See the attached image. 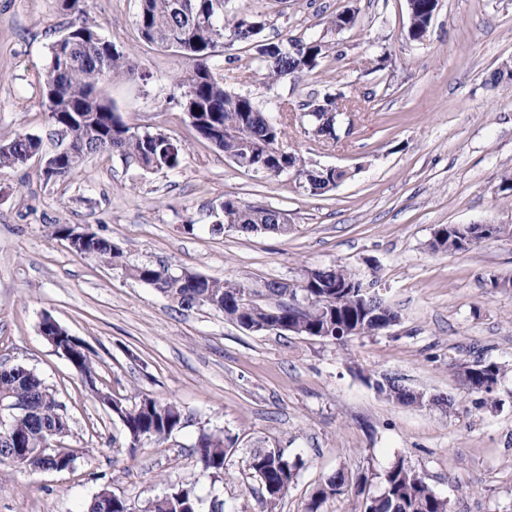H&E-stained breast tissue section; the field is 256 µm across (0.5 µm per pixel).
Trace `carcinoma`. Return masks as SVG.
<instances>
[{"instance_id": "cac0c4a2", "label": "carcinoma", "mask_w": 512, "mask_h": 512, "mask_svg": "<svg viewBox=\"0 0 512 512\" xmlns=\"http://www.w3.org/2000/svg\"><path fill=\"white\" fill-rule=\"evenodd\" d=\"M61 10L73 16L65 33L50 46L49 62L40 75L42 97L47 107L49 125L68 143L72 152L60 157L58 170L44 174L46 181L65 180L74 175L86 157L116 152L125 162L143 170L155 169L164 152L162 133L141 131L114 111L99 96L100 83L133 74L125 52L103 38L98 25L85 10L84 0H60ZM422 10L416 13V26H429L437 3L418 0ZM229 0H140L137 25L141 37L160 47H179L192 62V68L176 81L179 90H190L193 113L191 124L202 138L224 152L234 162L243 161L268 170L267 176L291 175L299 187L314 196L335 189L345 173L334 170L313 171V167L296 152L280 147L283 126L274 125L254 100L224 84V75L210 64L213 49L224 42V26H229L234 40L249 44L253 61L270 82L295 78L320 66L329 46L322 41L316 46L299 37L289 36L282 42H294L296 51L273 50L270 40L263 38L267 19L261 15L233 14ZM347 100L345 93L327 92L307 103L301 111L318 106L320 112H334L337 103ZM43 139L35 134H16L0 139V173L22 166L23 159L34 149H41ZM224 221L212 225L220 233L229 226L243 234L291 232L288 216L262 205L227 198L221 206ZM464 234L455 224L444 227L431 247L448 252L468 249ZM76 253L86 258L121 268L135 281L150 285L179 308L207 307L224 315L239 328L269 325L285 332L288 325L303 327L301 335L320 337L325 332L331 340H346L345 329H357L359 336H371L383 330V322L395 320L398 313L385 301L370 303L360 289L350 268L337 265L307 269L294 291L307 293L311 305L298 308L288 303L285 282L268 283L269 301L246 297L250 286L239 281H220L184 269L172 272L165 264H135L123 261V252L112 240L93 231L80 241ZM71 367L96 383L97 395L112 397V416L121 425L125 445L135 449L146 441L157 445L185 423L183 409L174 401L162 400L142 389L127 397L97 386L98 362L90 349L75 352ZM502 367L493 361H477L470 377L471 390L482 392L491 379H501ZM0 401L16 404L8 414V422L0 424V466L14 463L16 448L26 451L19 465L33 471L48 469L54 460L45 455L69 431L68 420L57 392L31 369L21 365H0ZM233 445L224 431H204L194 451L202 468L214 479L224 475L228 451ZM303 460L290 456L281 448H257L244 460V467L261 486L266 512H278L281 500L296 479ZM349 479L338 471L326 478L310 495L303 512H320L325 501L345 493ZM361 496L352 512H449L448 500L441 498L424 479L399 459L392 463L382 478V491L374 496ZM201 498L194 487L181 486L178 495L150 500L143 512H201ZM86 512H131L129 504L107 490L99 492Z\"/></svg>"}]
</instances>
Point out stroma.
Instances as JSON below:
<instances>
[{
	"label": "stroma",
	"instance_id": "stroma-1",
	"mask_svg": "<svg viewBox=\"0 0 512 512\" xmlns=\"http://www.w3.org/2000/svg\"><path fill=\"white\" fill-rule=\"evenodd\" d=\"M233 4L264 15L267 37L329 44L312 72L274 83L257 75L234 89L274 123L327 92L356 100L353 124L336 140L313 139L297 123L282 139L309 165L353 175L312 196L289 178L239 167L184 114L175 79L189 63L140 38L139 0H87L100 34L134 70L100 85L101 97L126 122L170 136L181 163L147 172L114 153L86 158L65 181H44L37 159L0 174V362L32 369L57 391L70 423L61 444L75 457L64 472L1 469L0 512H84L103 489L140 510L182 484L204 502L223 501L224 512H263L259 484L243 471L260 446L305 462L282 512H301L339 469L379 492L401 458L451 512H512V197L500 189L512 171V0H439L421 42L408 37L406 0ZM347 8L355 24L334 30L331 18ZM68 22L59 0H0V137L36 134L45 153L55 150L38 79ZM495 72L501 78L489 84ZM227 198L283 210L292 233H211ZM48 224L89 226L131 264L223 281L294 283L305 269L344 265L374 283L399 321L342 342L249 333L208 308H174L121 269L49 239ZM443 224L505 233L448 254L430 247ZM46 313L86 342L105 386L175 401L185 426L160 446L113 447L121 425L41 336ZM478 359L505 370L492 395L462 381L461 363ZM386 377L450 402L398 404L375 386ZM205 430L234 441L220 481L193 451Z\"/></svg>",
	"mask_w": 512,
	"mask_h": 512
}]
</instances>
